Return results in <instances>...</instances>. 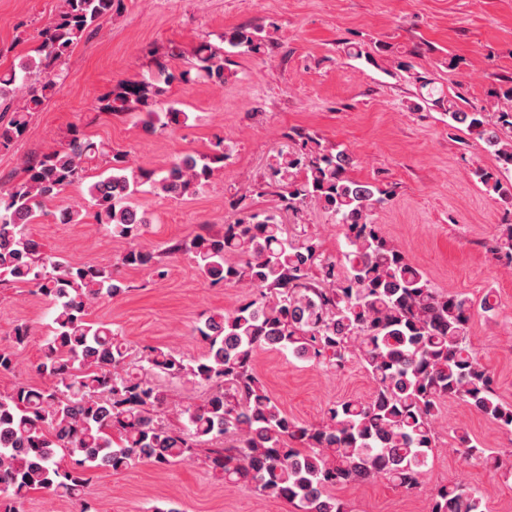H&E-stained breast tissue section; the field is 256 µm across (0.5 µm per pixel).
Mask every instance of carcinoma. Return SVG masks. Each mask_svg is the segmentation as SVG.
<instances>
[{"label":"carcinoma","instance_id":"1","mask_svg":"<svg viewBox=\"0 0 512 512\" xmlns=\"http://www.w3.org/2000/svg\"><path fill=\"white\" fill-rule=\"evenodd\" d=\"M115 0H63L42 41L18 65L0 73V145L22 137L31 113L60 91L59 66L74 46L95 34ZM233 48L263 52L259 32L240 27L225 36ZM196 77L224 84V54L200 44ZM452 123L477 130L501 169L512 171V106L495 122L460 96L434 97ZM164 88L144 79L121 82L102 101L114 114L138 110L143 124L174 127L189 116L160 107ZM293 143L270 168L281 210L313 204L343 227L340 258L324 256L318 237L294 235L277 213L263 218L243 211L217 235H197L168 249L191 255L213 283L241 284L251 298L230 313H215L196 328L206 351L186 360L172 350L142 348L138 376L127 367L119 330L90 318L92 304L127 292L112 266L74 264L44 248L30 233L40 206L88 177L90 165L108 163L109 174L88 186L96 223L129 241L121 265L151 267L154 254L140 248L146 220L132 204L139 175L127 153L74 132L66 146L25 166V176L0 194V285L29 284L54 308L39 373L50 387L25 383L0 394V512H20L30 490L47 489L91 512L84 499L92 472L120 473L138 462L168 465L199 452L224 482L295 512H351L332 491L385 479L418 488L437 447L436 424L444 400L461 401L498 428L512 432V404L470 342L473 302L442 292L371 219L391 191L347 175L345 150L295 130ZM219 138L206 154H185L159 172L155 187L181 197L205 186L228 158ZM496 254L512 266V224ZM261 349L341 370L359 363L374 388L367 399L332 404L325 419L300 424L270 395L254 367ZM160 371L208 388L199 405L169 404L145 373ZM457 452L467 462L512 471V454L481 448L466 435ZM72 460L63 464L64 458ZM429 512H486L481 495L459 483L437 486Z\"/></svg>","mask_w":512,"mask_h":512}]
</instances>
